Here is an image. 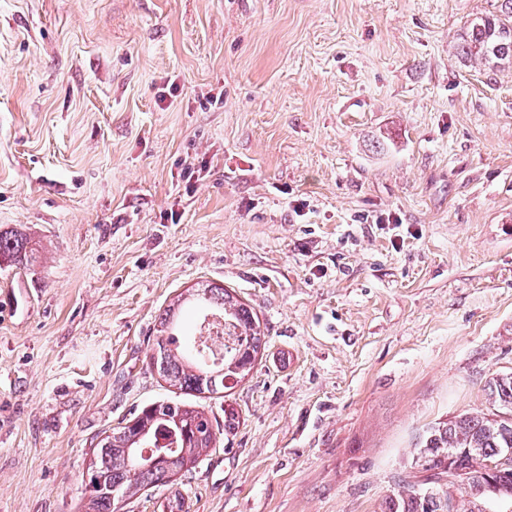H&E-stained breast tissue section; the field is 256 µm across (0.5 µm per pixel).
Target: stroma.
<instances>
[{"mask_svg": "<svg viewBox=\"0 0 512 512\" xmlns=\"http://www.w3.org/2000/svg\"><path fill=\"white\" fill-rule=\"evenodd\" d=\"M501 0H0V512H76L98 437L158 400L186 289L265 351L186 512H384L430 428L512 372ZM501 14L476 17L464 26L458 53L470 61L512 63V0H501ZM25 243L0 231V262L2 258L10 259L17 264L28 265L32 262V254L28 253Z\"/></svg>", "mask_w": 512, "mask_h": 512, "instance_id": "35a3bbf8", "label": "stroma"}]
</instances>
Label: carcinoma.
<instances>
[{"label": "carcinoma", "mask_w": 512, "mask_h": 512, "mask_svg": "<svg viewBox=\"0 0 512 512\" xmlns=\"http://www.w3.org/2000/svg\"><path fill=\"white\" fill-rule=\"evenodd\" d=\"M458 53L470 61L512 63V0H502L500 13L476 17L464 26ZM28 265L32 255L25 243L0 231V259ZM197 301H210L224 320L239 331L236 347L219 362H208L198 351L178 356L171 349L177 343L174 330L179 324L175 306L164 310L156 328L152 368L181 390L216 394L232 389L253 368L265 333L249 305L228 289L207 284L195 289ZM489 404L512 413V373L493 380L488 387ZM238 419L234 409L224 410V429ZM219 425L204 411L182 402L159 400L144 406L122 421L121 426L103 433L88 452L84 488L79 512H115L118 492L128 500L142 490L171 491L167 512H184V500L174 486L196 468L199 458L215 447ZM429 469L447 473L445 459L451 448H476L486 459L498 449L512 448V418L490 419L483 412H466L433 429L425 441ZM415 488H404L386 503L387 512H415Z\"/></svg>", "instance_id": "carcinoma-1"}]
</instances>
